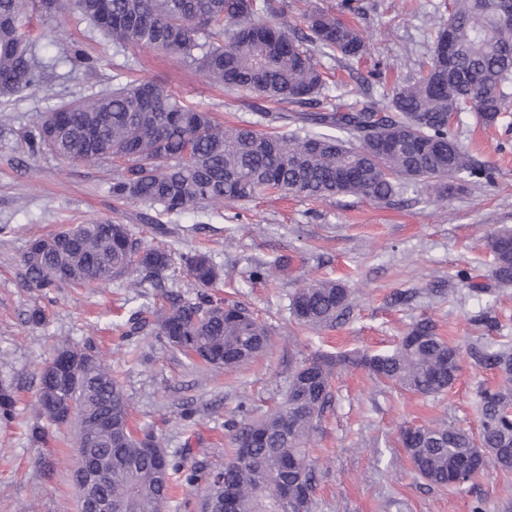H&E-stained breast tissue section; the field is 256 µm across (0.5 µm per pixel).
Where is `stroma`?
<instances>
[{
  "instance_id": "35a3bbf8",
  "label": "stroma",
  "mask_w": 512,
  "mask_h": 512,
  "mask_svg": "<svg viewBox=\"0 0 512 512\" xmlns=\"http://www.w3.org/2000/svg\"><path fill=\"white\" fill-rule=\"evenodd\" d=\"M271 3L273 23L288 25L324 9L359 28L368 54L319 59L328 74L325 95L346 104L361 97L356 74L380 69L370 87L375 94L415 74L448 20V0H354L352 12L342 0ZM25 22L39 56L78 48L92 63L61 65L55 82L0 97V383L12 384L18 400L16 420L0 422V512L79 510L69 431H51L44 448L26 432L37 416L39 372L58 347H93L127 394L134 424L152 429L185 465L213 472L224 467L230 423L272 412L302 361L391 350L425 318L461 350L456 383L447 393L421 396L382 388L359 368L335 371L331 406L308 444L317 477L313 512H512V473L492 468L463 486L438 488L414 475L400 439L410 425L447 424L477 434L475 391L500 378L478 366L470 349L512 347V286L476 295L460 280L464 273L490 277L487 232L512 229V81L493 124L472 112L456 114L453 134L492 178L473 180L448 198L423 183L387 203L266 191L165 218L164 236L137 224L143 237L173 255L207 252L224 270L215 295L253 312L270 330L264 355L218 369L172 352L153 333L125 337L131 313L157 293L150 282L117 279L47 295L25 287L19 269L32 238L101 217L136 224L139 207L113 200L111 166L33 155L24 138L46 112L110 90L116 74L153 81L227 125L254 121L250 99L215 88L174 55L146 45L115 47L70 11L32 8ZM32 167L37 177L29 176ZM282 260L287 270H279ZM258 264L266 265V278H252ZM316 279L339 281L351 292L353 312L336 328L311 329L292 314L294 294ZM399 293L407 303H395ZM35 307L44 312L38 325L27 321ZM187 404L195 410L190 421L182 418Z\"/></svg>"
}]
</instances>
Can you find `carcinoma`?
<instances>
[{"instance_id":"cac0c4a2","label":"carcinoma","mask_w":512,"mask_h":512,"mask_svg":"<svg viewBox=\"0 0 512 512\" xmlns=\"http://www.w3.org/2000/svg\"><path fill=\"white\" fill-rule=\"evenodd\" d=\"M31 0H0V94L12 95L58 78L69 56L38 61L21 31ZM51 13L65 7L118 47L148 45L173 53L227 92L248 95L261 119L272 122L284 105L301 108L290 131L225 126L151 81L118 84L59 108L27 135L31 153L49 151L71 161L117 168L109 191L117 202L142 206L138 222L163 229L158 216L180 215L250 200L266 189L303 198L350 195L388 202L418 182L448 197L473 178L491 179L451 133L455 114L471 111L486 124L505 105L512 80V22L501 19L502 0H449L448 24L433 44L426 69L352 106L321 97L326 84L316 54L359 58L368 46L353 24L327 11L302 16L284 28L262 18L269 0H40ZM456 46L453 63L438 52L446 38ZM453 150H448V145ZM505 231L491 233L492 275L512 284V248ZM201 288L193 300L161 290L163 304H147L129 318L127 335L150 327L176 352L214 368L251 362L269 346V331L241 306L209 294L222 270L206 252L181 256ZM174 264L172 254L109 218L77 224L30 241L20 276L30 289L47 292L138 274L157 279ZM348 288L318 279L300 289L292 310L302 325L334 328L352 313ZM479 366L498 372L502 384L477 390L479 439L462 429L411 426L401 440L416 476L437 487L472 481L492 465L512 472V348H482ZM364 369L387 388L437 396L460 371V350L417 322L400 344L384 353L316 356L292 375L285 401L257 421L231 425L233 454L224 469L185 468L166 456L160 466L147 452L159 448L154 434L131 424L128 398L89 348L64 346L39 373V416L71 426L75 445L89 450L101 473L91 495L112 499L117 512H161L178 484H205L202 505L222 512L233 495V512H295L260 486L299 483L301 505L311 512L315 469L306 444L330 408L334 369ZM68 398L84 418L53 411L52 399ZM16 398L0 386V420L15 418ZM111 421L102 429L97 421Z\"/></svg>"}]
</instances>
